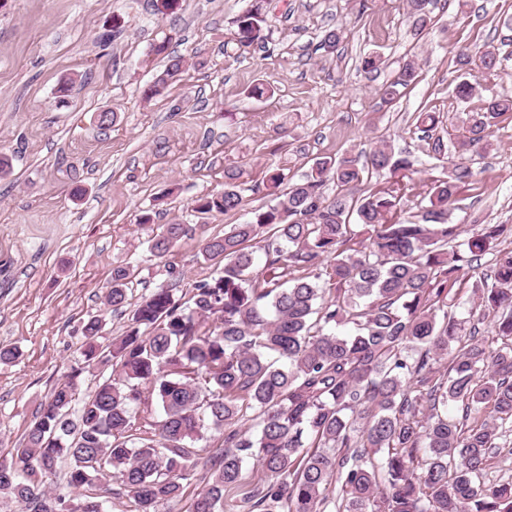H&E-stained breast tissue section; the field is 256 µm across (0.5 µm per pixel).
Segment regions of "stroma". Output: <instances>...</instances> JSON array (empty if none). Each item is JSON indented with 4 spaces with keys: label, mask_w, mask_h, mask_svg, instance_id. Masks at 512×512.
Listing matches in <instances>:
<instances>
[{
    "label": "stroma",
    "mask_w": 512,
    "mask_h": 512,
    "mask_svg": "<svg viewBox=\"0 0 512 512\" xmlns=\"http://www.w3.org/2000/svg\"><path fill=\"white\" fill-rule=\"evenodd\" d=\"M249 0H180L163 14L156 0H0V347L19 358L0 363V461L20 447L41 403L75 378L87 398L112 374L86 363L82 327L103 322L102 345L125 334L104 292L119 265L135 268L132 301L172 283L179 293L214 276L203 243L228 224L247 221L269 202L268 166L298 180L313 158L380 143L414 158L411 202L442 169L415 127L421 109L460 122L452 96L459 47L493 45L504 61L484 84L512 97V0H439L435 23L414 36L406 0H273L265 42L242 55L235 20ZM343 28L335 51L325 30ZM166 42V54L152 52ZM379 52L387 68L368 75L362 56ZM184 63L179 80L152 99L143 92L169 57ZM418 83L394 105L377 109L375 89L405 60ZM257 83L266 98L248 95ZM117 115L107 128L98 115ZM494 149L476 159L461 190L454 223L512 224V112L494 132ZM241 173L243 206L202 215L196 199ZM154 224L187 225L165 256L148 250Z\"/></svg>",
    "instance_id": "stroma-1"
}]
</instances>
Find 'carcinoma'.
I'll return each mask as SVG.
<instances>
[{"label": "carcinoma", "instance_id": "carcinoma-1", "mask_svg": "<svg viewBox=\"0 0 512 512\" xmlns=\"http://www.w3.org/2000/svg\"><path fill=\"white\" fill-rule=\"evenodd\" d=\"M436 3L407 0L415 35L433 26ZM270 5L251 0L237 17L239 51L262 39ZM456 61L453 96L466 118L448 123V141L430 143L443 176L416 204L418 219L398 217L410 153L382 144L363 164L350 153L315 159L276 204L203 244L205 259L224 266L187 300L154 289L106 347L102 321L84 323L85 356L112 362L113 377L82 401L71 380L54 388L25 442L0 462V498L23 512H103L96 487L105 480L126 497L127 512H158L183 499L199 464L195 444L214 430L221 444L209 451L207 483L188 512L233 510V493L248 512H326L333 484L335 512H512V482L483 481L512 432V249H496L512 225L476 224L465 237L449 223L474 176L468 160L493 150L512 98L483 95L470 48ZM478 61L482 74H497V49L484 48ZM182 67L173 61L145 95L160 94ZM418 77L417 63L405 61L378 88V109ZM438 124L436 113H418L421 132ZM372 171L393 182L355 196ZM225 178L223 191L195 201L197 212L243 206L239 174ZM329 181L331 199L322 192ZM187 232L161 225L151 252L165 256ZM259 243L260 269L251 251ZM490 251L473 285L477 304L459 318L455 298ZM134 277L130 266L113 269L112 312H126ZM486 320L494 341L480 335ZM152 396L158 410L136 415ZM250 461L264 473L254 483L243 477ZM62 468L76 502L48 487Z\"/></svg>", "mask_w": 512, "mask_h": 512}]
</instances>
